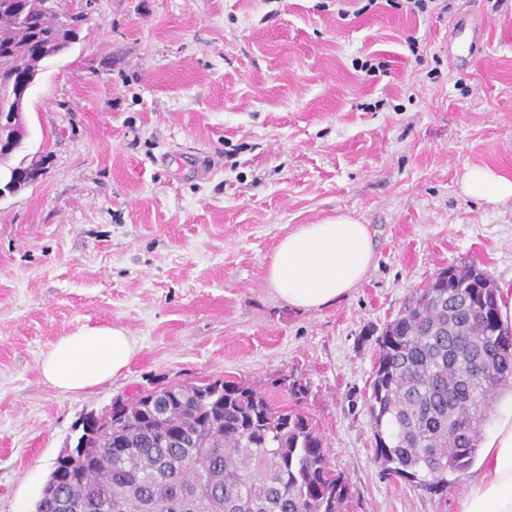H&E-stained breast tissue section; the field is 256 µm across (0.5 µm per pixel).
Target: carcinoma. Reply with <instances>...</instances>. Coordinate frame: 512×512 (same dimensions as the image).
I'll return each mask as SVG.
<instances>
[{
	"label": "carcinoma",
	"instance_id": "obj_1",
	"mask_svg": "<svg viewBox=\"0 0 512 512\" xmlns=\"http://www.w3.org/2000/svg\"><path fill=\"white\" fill-rule=\"evenodd\" d=\"M44 0H0V172L19 189L25 120L12 100L69 50L85 25ZM478 265H450L376 340L368 410L382 472L431 494L473 463L481 431L512 388V331ZM49 476L37 512H350L353 485L313 419L235 379L175 383L112 407V425Z\"/></svg>",
	"mask_w": 512,
	"mask_h": 512
}]
</instances>
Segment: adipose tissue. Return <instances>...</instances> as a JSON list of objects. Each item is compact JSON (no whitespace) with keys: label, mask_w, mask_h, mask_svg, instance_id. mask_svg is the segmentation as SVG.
I'll return each instance as SVG.
<instances>
[{"label":"adipose tissue","mask_w":512,"mask_h":512,"mask_svg":"<svg viewBox=\"0 0 512 512\" xmlns=\"http://www.w3.org/2000/svg\"><path fill=\"white\" fill-rule=\"evenodd\" d=\"M461 189L493 206L512 201V177L487 166L470 167ZM375 258L368 226L339 212L282 238L266 260V282L289 307L315 312L356 288ZM135 352L123 328L84 327L52 345L40 372L59 391L87 392L120 375ZM458 512H512V413L486 441L482 468L465 484Z\"/></svg>","instance_id":"ef3b65f1"}]
</instances>
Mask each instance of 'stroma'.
Here are the masks:
<instances>
[{
	"label": "stroma",
	"mask_w": 512,
	"mask_h": 512,
	"mask_svg": "<svg viewBox=\"0 0 512 512\" xmlns=\"http://www.w3.org/2000/svg\"><path fill=\"white\" fill-rule=\"evenodd\" d=\"M94 3L26 105L23 151L44 173L0 199V512H34L86 414L224 377L313 418L352 512H458L466 476L434 495L382 472L367 398L376 338L441 268L473 262L512 288V201L461 191L474 165L512 175V0L423 17H342L336 0ZM471 9L485 35L457 69L448 29ZM372 58L386 71L362 69ZM337 212L368 224L375 263L335 305L289 308L265 259ZM84 326L126 329L136 353L64 394L39 362Z\"/></svg>",
	"instance_id": "35a3bbf8"
}]
</instances>
